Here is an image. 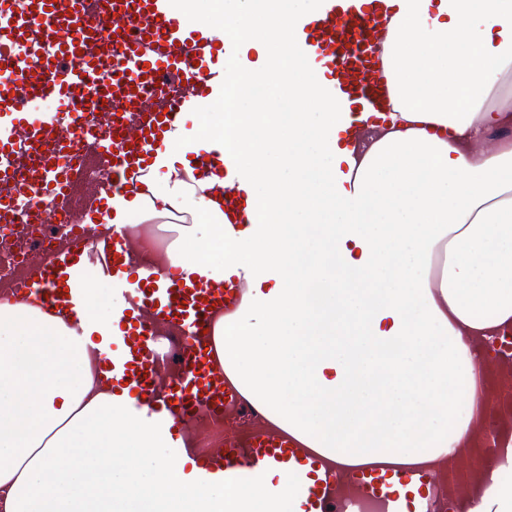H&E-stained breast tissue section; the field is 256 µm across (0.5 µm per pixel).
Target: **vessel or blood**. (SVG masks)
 I'll use <instances>...</instances> for the list:
<instances>
[{"label": "vessel or blood", "instance_id": "vessel-or-blood-1", "mask_svg": "<svg viewBox=\"0 0 512 512\" xmlns=\"http://www.w3.org/2000/svg\"><path fill=\"white\" fill-rule=\"evenodd\" d=\"M86 3L0 0V226L18 223L33 198H69L79 137L92 140L111 174L71 217L70 240L31 268L23 289L63 320L77 317L86 303V253L95 251L116 298L112 332L101 338L112 391L133 393L148 425L167 427L171 463L193 461L201 478L224 486L246 472L256 479L280 472L284 486L266 487V495L298 493L300 512H329L347 486L383 512H406V501L381 479V464L346 470L259 417L240 418L243 388L212 333L219 320L241 314L252 290L234 276L140 259L133 226L116 221L129 185L165 155L168 132L218 103L210 70L232 54V42L219 28L190 29L164 0H107L98 15ZM384 15L383 0H317L304 24L303 51L324 68L325 93L354 117L377 110L388 92L376 78ZM169 77L181 82L179 93L165 108L152 107ZM40 101L60 107L40 112ZM96 112L104 121L88 124ZM184 158L200 178H215L226 196L221 231L235 236L249 217L231 160L218 149Z\"/></svg>", "mask_w": 512, "mask_h": 512}]
</instances>
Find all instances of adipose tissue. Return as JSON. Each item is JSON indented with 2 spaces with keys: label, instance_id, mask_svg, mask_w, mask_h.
I'll return each mask as SVG.
<instances>
[{
  "label": "adipose tissue",
  "instance_id": "obj_1",
  "mask_svg": "<svg viewBox=\"0 0 512 512\" xmlns=\"http://www.w3.org/2000/svg\"><path fill=\"white\" fill-rule=\"evenodd\" d=\"M391 104L351 129L300 51L316 0H167L194 30L223 23L214 69L224 138L252 222L213 260L177 239L173 264L247 278L242 316L215 342L288 432L344 467L416 465L468 443L496 329L512 327V0H386ZM127 214L218 234L224 198L182 158L214 137L185 127ZM29 294L0 301V512H299L262 481L204 485L160 450L164 432L114 395L96 337ZM466 416L449 419L450 393Z\"/></svg>",
  "mask_w": 512,
  "mask_h": 512
}]
</instances>
